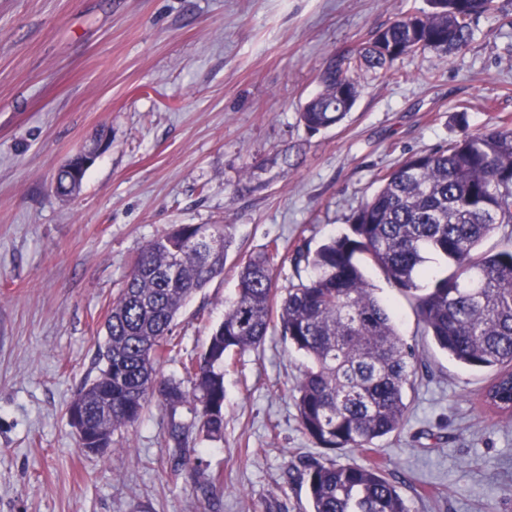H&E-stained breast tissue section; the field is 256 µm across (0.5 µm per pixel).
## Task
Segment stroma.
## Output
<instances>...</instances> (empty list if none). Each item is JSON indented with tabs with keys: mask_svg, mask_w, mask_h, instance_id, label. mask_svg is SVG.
<instances>
[{
	"mask_svg": "<svg viewBox=\"0 0 512 512\" xmlns=\"http://www.w3.org/2000/svg\"><path fill=\"white\" fill-rule=\"evenodd\" d=\"M449 57L402 56L394 76L352 75L338 126L299 120L332 55L426 0H0V512H310L307 465L379 460L412 512H512V419L479 405L489 371L421 335L408 298L366 276L418 361L402 429L377 454L303 433L304 368L279 329L224 375V434L190 437L201 463L170 474L172 423L150 400L104 457L81 452L67 408L99 372L113 299L138 251L180 224H224L223 275L174 328L201 349L237 267L270 240L279 289L306 279L294 252L346 231L377 173L512 117V0ZM104 140L80 190L57 170Z\"/></svg>",
	"mask_w": 512,
	"mask_h": 512,
	"instance_id": "obj_1",
	"label": "stroma"
}]
</instances>
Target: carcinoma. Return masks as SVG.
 I'll list each match as a JSON object with an SVG mask.
<instances>
[{
    "instance_id": "obj_1",
    "label": "carcinoma",
    "mask_w": 512,
    "mask_h": 512,
    "mask_svg": "<svg viewBox=\"0 0 512 512\" xmlns=\"http://www.w3.org/2000/svg\"><path fill=\"white\" fill-rule=\"evenodd\" d=\"M429 10L406 12L374 31L366 45L332 57L318 76L320 91L304 105L310 132L340 124L358 90L349 73L366 68L395 74L403 55L433 50L447 57L472 41L471 21L500 11L497 0H428ZM461 134L426 154L411 155L376 177L379 186L348 219V230L316 250H296L295 265L312 274L277 299L273 258L277 242L238 266L235 296L224 320L210 329L199 353L173 335L175 318L192 296L223 274L231 237L216 224L223 251L191 242L197 225L183 224L145 244L112 301L99 374L73 404L87 413L101 448L119 428L134 426L152 397L171 410L195 409L197 434L224 433V371L232 355L262 345L278 318L281 334L307 363L297 385L301 426L319 447L375 450L407 417L418 354L401 336L390 308L362 266L381 270L410 300L421 327L451 359L493 372L482 406L512 416V119L472 131L466 112ZM82 180L58 170L56 192L74 194ZM497 244L481 249L485 240ZM435 254L443 277L427 266ZM184 353L182 376L165 377L160 364ZM189 428L172 425L176 463L193 464ZM311 512H410L398 487L377 462L314 461L309 465Z\"/></svg>"
}]
</instances>
